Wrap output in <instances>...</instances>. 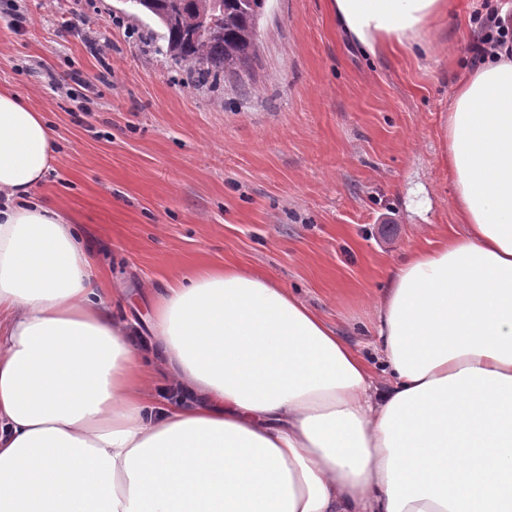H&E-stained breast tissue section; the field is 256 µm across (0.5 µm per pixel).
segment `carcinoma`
I'll return each instance as SVG.
<instances>
[{"instance_id": "1", "label": "carcinoma", "mask_w": 512, "mask_h": 512, "mask_svg": "<svg viewBox=\"0 0 512 512\" xmlns=\"http://www.w3.org/2000/svg\"><path fill=\"white\" fill-rule=\"evenodd\" d=\"M133 4L164 28L170 58L202 77L236 73L257 54V23L265 0H133ZM202 13L222 27L223 35L196 31Z\"/></svg>"}]
</instances>
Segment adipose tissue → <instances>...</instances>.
<instances>
[{"label": "adipose tissue", "instance_id": "1", "mask_svg": "<svg viewBox=\"0 0 512 512\" xmlns=\"http://www.w3.org/2000/svg\"><path fill=\"white\" fill-rule=\"evenodd\" d=\"M367 53L429 52L448 0H331ZM42 112L0 90V512H512V54L464 72L456 228L375 306L378 366L236 265L144 283L152 354L62 204ZM188 394L162 402L157 381Z\"/></svg>", "mask_w": 512, "mask_h": 512}]
</instances>
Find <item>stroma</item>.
Here are the masks:
<instances>
[{
	"label": "stroma",
	"mask_w": 512,
	"mask_h": 512,
	"mask_svg": "<svg viewBox=\"0 0 512 512\" xmlns=\"http://www.w3.org/2000/svg\"><path fill=\"white\" fill-rule=\"evenodd\" d=\"M466 2L448 0L447 34L416 59L348 42L330 0H266L256 57L200 82L129 0H0V86L55 128L59 161L36 193L126 285L127 317L150 310L144 281L234 263L367 355L389 271L456 221L442 146L456 78L475 66Z\"/></svg>",
	"instance_id": "obj_1"
}]
</instances>
